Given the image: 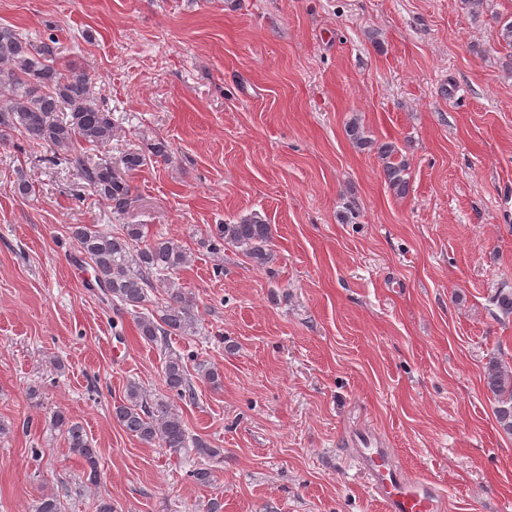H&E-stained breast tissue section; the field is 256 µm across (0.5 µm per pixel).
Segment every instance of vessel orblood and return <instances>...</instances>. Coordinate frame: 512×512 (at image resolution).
I'll return each mask as SVG.
<instances>
[{
	"label": "vessel or blood",
	"instance_id": "vessel-or-blood-1",
	"mask_svg": "<svg viewBox=\"0 0 512 512\" xmlns=\"http://www.w3.org/2000/svg\"><path fill=\"white\" fill-rule=\"evenodd\" d=\"M346 445L372 490L382 499L385 512H445L443 494L431 481L412 476L375 428L350 430Z\"/></svg>",
	"mask_w": 512,
	"mask_h": 512
}]
</instances>
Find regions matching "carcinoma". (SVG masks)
I'll use <instances>...</instances> for the list:
<instances>
[{
  "mask_svg": "<svg viewBox=\"0 0 512 512\" xmlns=\"http://www.w3.org/2000/svg\"><path fill=\"white\" fill-rule=\"evenodd\" d=\"M492 38L512 48V21H496ZM58 55L59 47L50 38L43 40L0 27V140L16 133L29 144L49 147L51 160L63 162L82 181V187L107 200L114 213L122 214L131 203V186L124 175L116 173L111 160L93 161L78 150L81 144L98 150L110 146L115 129L112 113L95 102L92 77L84 71L62 73L56 64ZM398 153L393 143L377 146L384 179L395 194L402 196L408 192L409 181L405 178L406 160L395 159ZM71 233L83 262L93 270L95 284L115 308L127 311L142 307L148 302V292L158 288L166 294V302L156 314L137 317L136 328L145 343L164 346L172 335L195 332L192 300L170 278V273L189 262L181 244L161 236L148 240L141 224H125L117 234L76 224ZM271 242V225L252 213L235 224L223 225L213 249L230 243L262 264ZM163 381L166 391L178 399L195 397L183 356L172 353L166 357ZM486 385L497 403L494 414L498 424L512 435V373L494 361ZM113 418L126 433L175 453L192 447L200 458L221 455V449L202 439L188 440L186 422L178 409L166 397L150 398L136 382L128 384L124 400L113 407ZM51 425L82 460L86 481L95 484L99 454L82 423L68 412L57 410ZM33 512H66V500L54 492L44 494Z\"/></svg>",
  "mask_w": 512,
  "mask_h": 512,
  "instance_id": "obj_1",
  "label": "carcinoma"
}]
</instances>
